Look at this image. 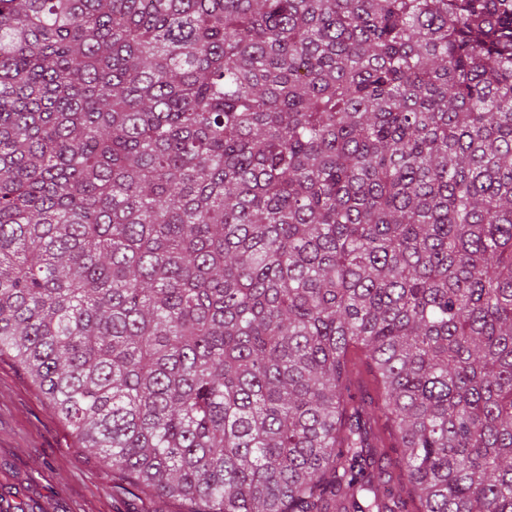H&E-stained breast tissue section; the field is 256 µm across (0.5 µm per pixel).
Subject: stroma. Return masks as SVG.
<instances>
[{"instance_id": "stroma-1", "label": "stroma", "mask_w": 512, "mask_h": 512, "mask_svg": "<svg viewBox=\"0 0 512 512\" xmlns=\"http://www.w3.org/2000/svg\"><path fill=\"white\" fill-rule=\"evenodd\" d=\"M137 490H112V470L80 448L38 384L0 356V512H141Z\"/></svg>"}]
</instances>
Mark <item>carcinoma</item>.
Listing matches in <instances>:
<instances>
[{"label": "carcinoma", "instance_id": "1", "mask_svg": "<svg viewBox=\"0 0 512 512\" xmlns=\"http://www.w3.org/2000/svg\"><path fill=\"white\" fill-rule=\"evenodd\" d=\"M3 351L188 512H512V0H0Z\"/></svg>", "mask_w": 512, "mask_h": 512}]
</instances>
